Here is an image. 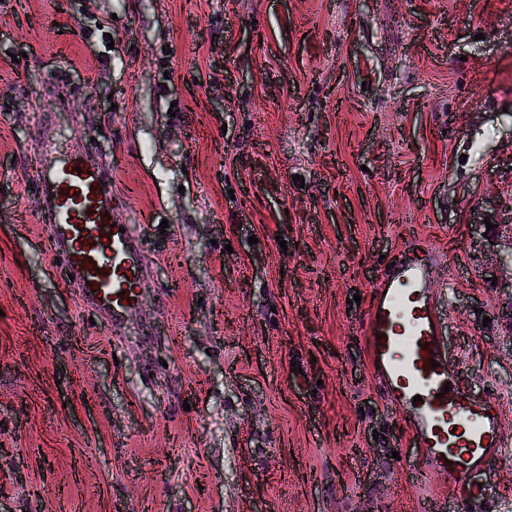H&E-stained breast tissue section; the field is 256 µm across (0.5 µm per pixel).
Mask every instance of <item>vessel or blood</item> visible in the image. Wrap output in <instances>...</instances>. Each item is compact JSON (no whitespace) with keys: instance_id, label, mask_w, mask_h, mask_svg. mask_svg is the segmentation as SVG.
<instances>
[{"instance_id":"1","label":"vessel or blood","mask_w":512,"mask_h":512,"mask_svg":"<svg viewBox=\"0 0 512 512\" xmlns=\"http://www.w3.org/2000/svg\"><path fill=\"white\" fill-rule=\"evenodd\" d=\"M39 195L48 236L83 303L115 330L136 319L150 263L132 225L115 223L112 184L92 150L49 165ZM363 331L384 400L406 415L421 450L420 459H405L402 470L423 490V512L441 501L431 483L438 474L460 501L474 500L476 479L506 446L499 402L461 382L428 263L406 257L377 280Z\"/></svg>"}]
</instances>
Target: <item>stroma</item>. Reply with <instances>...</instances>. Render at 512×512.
Instances as JSON below:
<instances>
[{
  "label": "stroma",
  "mask_w": 512,
  "mask_h": 512,
  "mask_svg": "<svg viewBox=\"0 0 512 512\" xmlns=\"http://www.w3.org/2000/svg\"><path fill=\"white\" fill-rule=\"evenodd\" d=\"M88 145L152 262L115 336L35 191ZM511 201L512 0H0V512H419L361 320L439 252L512 442Z\"/></svg>",
  "instance_id": "1"
}]
</instances>
